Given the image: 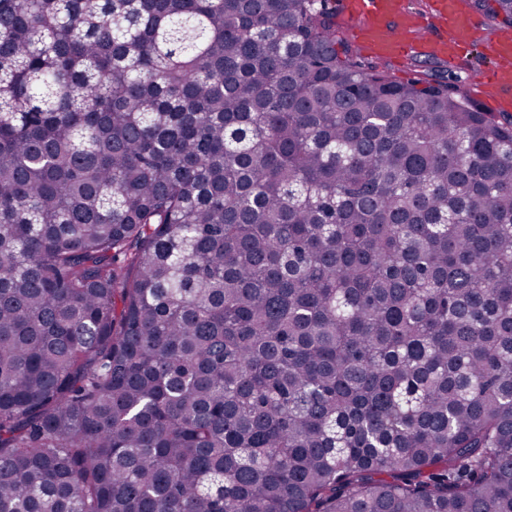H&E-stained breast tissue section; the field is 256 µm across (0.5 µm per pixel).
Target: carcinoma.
I'll list each match as a JSON object with an SVG mask.
<instances>
[{
    "label": "carcinoma",
    "mask_w": 512,
    "mask_h": 512,
    "mask_svg": "<svg viewBox=\"0 0 512 512\" xmlns=\"http://www.w3.org/2000/svg\"><path fill=\"white\" fill-rule=\"evenodd\" d=\"M0 512H512V119L329 0H0Z\"/></svg>",
    "instance_id": "1"
}]
</instances>
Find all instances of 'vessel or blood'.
<instances>
[{
	"label": "vessel or blood",
	"mask_w": 512,
	"mask_h": 512,
	"mask_svg": "<svg viewBox=\"0 0 512 512\" xmlns=\"http://www.w3.org/2000/svg\"><path fill=\"white\" fill-rule=\"evenodd\" d=\"M343 16L360 46L377 55L440 60L461 70L473 49H483L492 64L478 78L501 101L512 100V36L488 37L462 0H430L425 13L408 10L405 0H345Z\"/></svg>",
	"instance_id": "obj_1"
}]
</instances>
